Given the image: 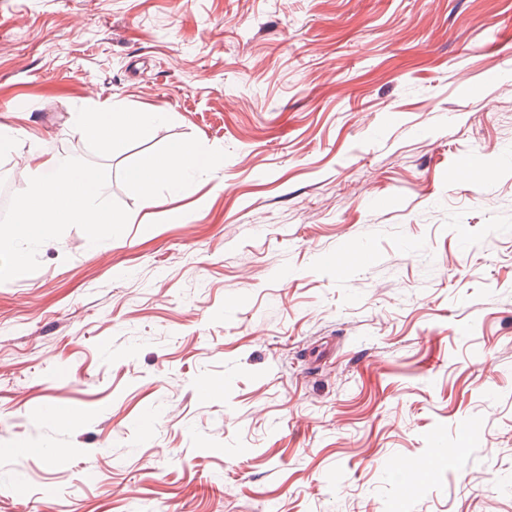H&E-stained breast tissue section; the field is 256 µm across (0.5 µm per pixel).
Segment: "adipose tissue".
Returning <instances> with one entry per match:
<instances>
[{"label": "adipose tissue", "mask_w": 512, "mask_h": 512, "mask_svg": "<svg viewBox=\"0 0 512 512\" xmlns=\"http://www.w3.org/2000/svg\"><path fill=\"white\" fill-rule=\"evenodd\" d=\"M72 129L82 139L97 143L104 151L123 150L144 135L146 125L138 117L128 116L100 106L74 113ZM198 161L190 143L171 145L163 157L143 158L127 172L145 205H154L153 185L164 180L177 182ZM98 174L77 165L72 159L33 151L27 158L14 205V218L0 228V252L12 250L21 235L46 236L56 224H123L124 214L102 209L96 197Z\"/></svg>", "instance_id": "adipose-tissue-1"}]
</instances>
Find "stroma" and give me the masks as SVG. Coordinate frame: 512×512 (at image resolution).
I'll list each match as a JSON object with an SVG mask.
<instances>
[{"label": "stroma", "mask_w": 512, "mask_h": 512, "mask_svg": "<svg viewBox=\"0 0 512 512\" xmlns=\"http://www.w3.org/2000/svg\"><path fill=\"white\" fill-rule=\"evenodd\" d=\"M0 102L132 218L0 254V512H512V0H0ZM72 129L86 141L97 143L104 151H121L144 135L146 125L137 116L111 112L106 106L74 112ZM198 161L195 147L191 143L171 145L162 158H143L127 172L128 180L136 186L146 206H153V184L158 180L177 182Z\"/></svg>", "instance_id": "obj_1"}]
</instances>
